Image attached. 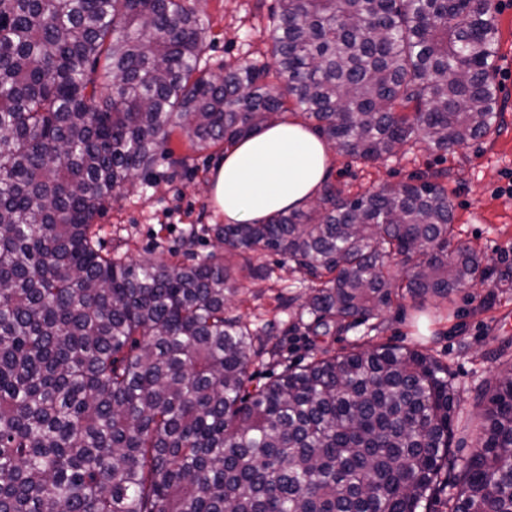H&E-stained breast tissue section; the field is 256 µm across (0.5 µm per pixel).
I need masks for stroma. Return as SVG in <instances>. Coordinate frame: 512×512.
<instances>
[{"label":"stroma","instance_id":"35a3bbf8","mask_svg":"<svg viewBox=\"0 0 512 512\" xmlns=\"http://www.w3.org/2000/svg\"><path fill=\"white\" fill-rule=\"evenodd\" d=\"M498 6L499 55L492 73L502 112L499 129L457 151L444 153L417 145L405 153L372 162L355 163L334 152L328 179L345 195L375 191L408 182L427 171L439 172L453 204L457 247H472L484 255L492 274L486 285L463 289L452 299L429 300L424 306L403 301L383 309L376 330L360 325L349 331L314 338L292 329L281 314L284 295L306 296L307 275L276 254H266L271 268L266 280L240 278V292L226 305L230 315H241L262 328L275 321L278 354L256 360L253 380L274 379L287 365L306 363L316 350L337 352L354 344L397 343L426 351L448 366L468 426H455L452 454L464 457L474 448L482 420L475 400L478 388L492 384L501 369L512 366V280L498 273L512 267V0H495ZM208 24L203 61L211 74L225 67L272 61L270 30L277 0H185ZM186 165L171 175L167 162H158L151 187L131 186L128 196L112 204L96 219L99 240L112 255L128 262L170 256L192 264L218 244L207 225L220 224L224 216L212 200L208 181L224 156L222 148L194 151L184 134L174 132L168 143Z\"/></svg>","mask_w":512,"mask_h":512}]
</instances>
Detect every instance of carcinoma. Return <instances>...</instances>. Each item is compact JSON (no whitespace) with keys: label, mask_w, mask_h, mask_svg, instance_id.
Listing matches in <instances>:
<instances>
[{"label":"carcinoma","mask_w":512,"mask_h":512,"mask_svg":"<svg viewBox=\"0 0 512 512\" xmlns=\"http://www.w3.org/2000/svg\"><path fill=\"white\" fill-rule=\"evenodd\" d=\"M273 66L207 73V25L182 0H0V512H512V367L461 418L448 367L416 348L354 346L248 390L277 345L226 314L225 258L102 253L95 219L143 185L168 142L237 140L291 98L328 147L363 163L498 129L493 0H277ZM286 92L267 82L270 74ZM440 174L307 210L217 224L244 260L282 255L315 283L281 307L314 336L397 299L489 277L451 248ZM404 271L391 270L392 253Z\"/></svg>","instance_id":"obj_1"}]
</instances>
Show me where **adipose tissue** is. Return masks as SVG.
<instances>
[{
	"mask_svg": "<svg viewBox=\"0 0 512 512\" xmlns=\"http://www.w3.org/2000/svg\"><path fill=\"white\" fill-rule=\"evenodd\" d=\"M328 167L326 144L303 122L282 121L226 150L209 190L225 223H262L309 203Z\"/></svg>",
	"mask_w": 512,
	"mask_h": 512,
	"instance_id": "ef3b65f1",
	"label": "adipose tissue"
}]
</instances>
